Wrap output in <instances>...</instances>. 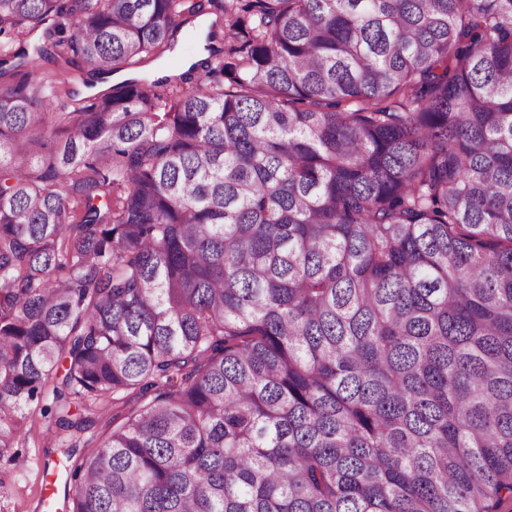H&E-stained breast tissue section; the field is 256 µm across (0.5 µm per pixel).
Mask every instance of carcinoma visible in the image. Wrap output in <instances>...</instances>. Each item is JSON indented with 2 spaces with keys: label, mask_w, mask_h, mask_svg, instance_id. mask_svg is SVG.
Wrapping results in <instances>:
<instances>
[{
  "label": "carcinoma",
  "mask_w": 512,
  "mask_h": 512,
  "mask_svg": "<svg viewBox=\"0 0 512 512\" xmlns=\"http://www.w3.org/2000/svg\"><path fill=\"white\" fill-rule=\"evenodd\" d=\"M26 42L89 70L0 87V452L49 387L137 402L69 512L512 504V0H0Z\"/></svg>",
  "instance_id": "cac0c4a2"
}]
</instances>
